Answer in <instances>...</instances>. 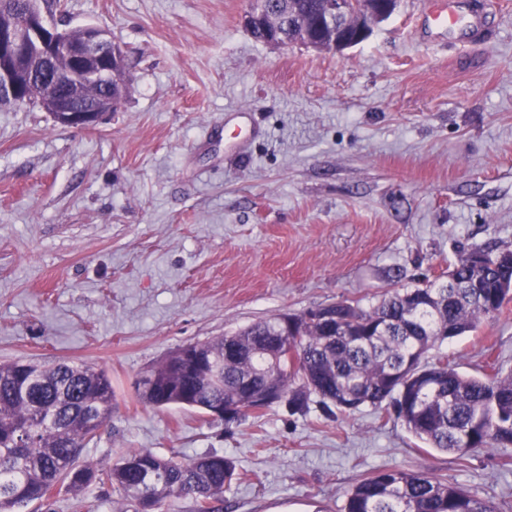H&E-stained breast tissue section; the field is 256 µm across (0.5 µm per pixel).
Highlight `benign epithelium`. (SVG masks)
<instances>
[{
    "label": "benign epithelium",
    "mask_w": 512,
    "mask_h": 512,
    "mask_svg": "<svg viewBox=\"0 0 512 512\" xmlns=\"http://www.w3.org/2000/svg\"><path fill=\"white\" fill-rule=\"evenodd\" d=\"M356 0H327V22L336 26L329 50L341 52L366 41L373 27L389 18L398 0H361L353 34L345 32ZM99 81L104 92L92 103L82 101L84 87ZM122 51L105 30L81 28L78 36L48 20L43 0H26L18 16L0 15V92L50 113L56 122L78 128L96 126L119 109L114 84L127 85Z\"/></svg>",
    "instance_id": "obj_1"
}]
</instances>
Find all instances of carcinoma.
Returning <instances> with one entry per match:
<instances>
[{"instance_id":"carcinoma-1","label":"carcinoma","mask_w":512,"mask_h":512,"mask_svg":"<svg viewBox=\"0 0 512 512\" xmlns=\"http://www.w3.org/2000/svg\"><path fill=\"white\" fill-rule=\"evenodd\" d=\"M265 0L250 33L263 43L288 39L297 20L308 36L329 40L321 26L322 0ZM478 284L448 295V279ZM512 301V250L461 253L433 280L385 292L365 306L342 299L322 306L332 319L283 313L235 333L190 342L170 351L135 382L137 400L153 408L198 409L214 419L217 403L233 404L226 422L256 417L277 404L305 413L317 402L329 414L385 404L417 439L460 457L476 449L512 448V373L493 361L468 376L430 351L477 331ZM107 370L68 362L0 363V512L31 503L51 512L61 488L80 495L115 488L132 512H162L173 498H189L194 512L246 478L235 461L216 452L188 461L128 448L109 466L82 459L115 408ZM345 512H496L490 499L428 472L394 468L362 478L348 493Z\"/></svg>"}]
</instances>
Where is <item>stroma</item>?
Returning <instances> with one entry per match:
<instances>
[{
	"mask_svg": "<svg viewBox=\"0 0 512 512\" xmlns=\"http://www.w3.org/2000/svg\"><path fill=\"white\" fill-rule=\"evenodd\" d=\"M497 3L479 46L428 38L422 0H400L336 53L255 42L249 0H54L67 28L107 31L130 84L93 129L0 107V363L109 372L117 408L85 459L230 456L250 479L225 491L227 512H343L392 468L512 512L505 449L427 452L382 408L208 424L133 388L180 345L512 250V0ZM434 354L466 375L490 357L512 371V303ZM122 508L99 488L52 505Z\"/></svg>",
	"mask_w": 512,
	"mask_h": 512,
	"instance_id": "1",
	"label": "stroma"
}]
</instances>
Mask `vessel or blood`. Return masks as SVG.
<instances>
[{
	"label": "vessel or blood",
	"instance_id": "1",
	"mask_svg": "<svg viewBox=\"0 0 512 512\" xmlns=\"http://www.w3.org/2000/svg\"><path fill=\"white\" fill-rule=\"evenodd\" d=\"M428 16L437 34L461 44L488 40L490 35L488 5H472L460 11L458 0H429Z\"/></svg>",
	"mask_w": 512,
	"mask_h": 512
}]
</instances>
